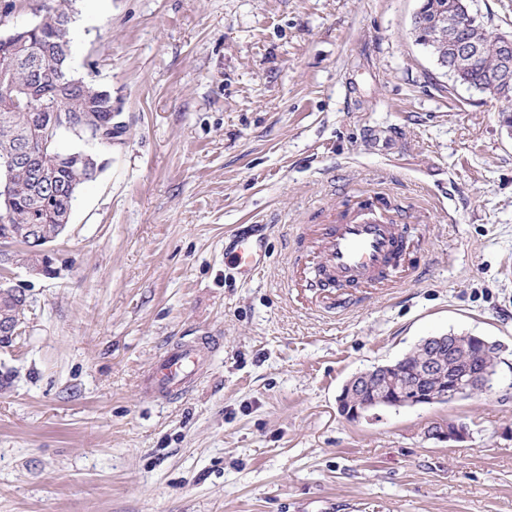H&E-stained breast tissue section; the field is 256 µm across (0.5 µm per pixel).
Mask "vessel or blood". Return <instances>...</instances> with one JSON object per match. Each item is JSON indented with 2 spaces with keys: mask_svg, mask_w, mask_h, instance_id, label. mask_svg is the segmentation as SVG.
<instances>
[{
  "mask_svg": "<svg viewBox=\"0 0 512 512\" xmlns=\"http://www.w3.org/2000/svg\"><path fill=\"white\" fill-rule=\"evenodd\" d=\"M384 200L369 204L338 224H321L313 232L310 252L319 262L307 278L308 288L325 296L376 284L394 287L390 274L408 249L405 225L385 215ZM267 256L264 240L235 238L232 259L243 281H251ZM201 347L177 343L161 353L148 370L144 384L159 396L187 391L197 379Z\"/></svg>",
  "mask_w": 512,
  "mask_h": 512,
  "instance_id": "vessel-or-blood-1",
  "label": "vessel or blood"
}]
</instances>
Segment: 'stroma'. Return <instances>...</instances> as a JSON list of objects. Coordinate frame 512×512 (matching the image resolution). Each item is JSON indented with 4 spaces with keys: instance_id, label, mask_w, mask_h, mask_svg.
<instances>
[{
    "instance_id": "stroma-1",
    "label": "stroma",
    "mask_w": 512,
    "mask_h": 512,
    "mask_svg": "<svg viewBox=\"0 0 512 512\" xmlns=\"http://www.w3.org/2000/svg\"><path fill=\"white\" fill-rule=\"evenodd\" d=\"M420 0H77V75L124 132L51 244L0 266L30 300L0 344V512H512V99L453 84ZM388 195L415 240L394 292L335 309L288 247ZM265 226L240 280L234 235ZM505 345L492 392L349 420L354 373L424 337ZM207 336L196 386L145 371ZM465 424L457 443L423 438ZM469 435L468 429L454 422L432 423L425 431V438L436 443L459 442Z\"/></svg>"
}]
</instances>
